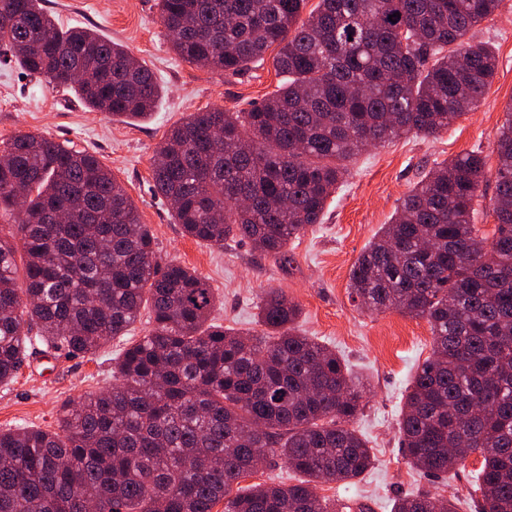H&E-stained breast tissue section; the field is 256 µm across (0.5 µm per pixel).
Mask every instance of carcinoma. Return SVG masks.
Here are the masks:
<instances>
[{"instance_id": "1", "label": "carcinoma", "mask_w": 512, "mask_h": 512, "mask_svg": "<svg viewBox=\"0 0 512 512\" xmlns=\"http://www.w3.org/2000/svg\"><path fill=\"white\" fill-rule=\"evenodd\" d=\"M42 2L0 0V48L92 110L148 117L160 88L146 65L93 29L58 28ZM306 2L159 0L181 59L238 74L274 46L283 76L250 111L192 112L158 145L153 190L196 240L238 238L284 257L322 223L342 161L448 128L495 75V54L467 35L502 0H318L303 20ZM496 154L491 245L473 224L484 159L466 153L418 182L350 271L353 300L429 323L433 355L400 411L403 452L434 478L481 458L474 512H512V108ZM5 215L1 385L33 331L50 351L85 356L128 334L143 309L150 328L118 354L111 388L61 406L57 430L0 431V512H212L221 500L224 512H336L312 483H350L372 467L349 427L366 389L336 352L297 331L300 306L271 288L259 303L263 333L212 322V288L160 263L130 196L94 154L35 132L4 143ZM271 455L304 479L240 486ZM394 512L455 507L416 493Z\"/></svg>"}]
</instances>
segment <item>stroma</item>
Listing matches in <instances>:
<instances>
[{
    "label": "stroma",
    "mask_w": 512,
    "mask_h": 512,
    "mask_svg": "<svg viewBox=\"0 0 512 512\" xmlns=\"http://www.w3.org/2000/svg\"><path fill=\"white\" fill-rule=\"evenodd\" d=\"M62 28L84 26L124 45L153 71L161 90L155 112L131 121L93 112L69 91L52 88L11 61L0 59V143L39 132L94 153L127 189L142 223L150 227L161 262L194 270L213 289L216 322L248 334L259 333L256 304L263 292L279 288L297 302L300 333L327 345L368 383L366 407L352 423L375 461L357 482L322 483L320 497L364 505V512H392L397 497L427 491L452 499L457 512H472L468 498L480 467L470 457L465 470L432 478L418 473L400 449L398 420L418 365L432 355L427 320L395 310L376 313L350 295V270L402 198L435 166L480 152L488 180L475 201L480 236L492 238L494 143L512 103V0L476 29L498 58L496 74L478 107L433 136L403 137L346 160L347 173L327 203L322 223L307 227L288 245V260L260 255L245 241L207 245L186 235L170 205L152 189L154 150L166 131L188 114L221 108L244 112L261 103L280 83L272 58L241 75L192 65L179 58L158 21L157 0H45ZM141 316L127 337L112 340L93 355L71 356L32 349L16 378L0 385V430L22 424L56 430L61 404L101 391L113 382L119 349L149 328Z\"/></svg>",
    "instance_id": "stroma-1"
}]
</instances>
